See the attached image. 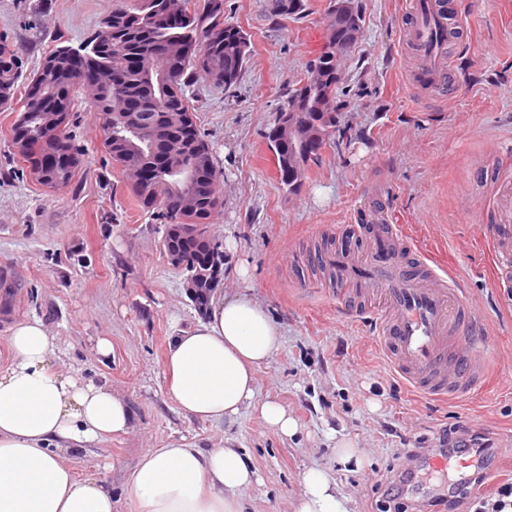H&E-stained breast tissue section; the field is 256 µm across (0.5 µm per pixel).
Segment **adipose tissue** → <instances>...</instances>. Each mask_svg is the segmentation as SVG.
I'll list each match as a JSON object with an SVG mask.
<instances>
[{"label": "adipose tissue", "instance_id": "obj_1", "mask_svg": "<svg viewBox=\"0 0 512 512\" xmlns=\"http://www.w3.org/2000/svg\"><path fill=\"white\" fill-rule=\"evenodd\" d=\"M11 361L0 367V512H114L103 480H80L77 454L108 436L128 434L135 415L108 381L51 365L58 342L41 319L9 329ZM281 345V332L250 296L212 302L207 317L173 338L165 359L167 394L186 416L231 420L258 406L265 425L297 431L286 407L258 401V371ZM255 472L238 449L200 448L183 438L146 449L126 477L137 512H243ZM295 512H348L322 469L308 468Z\"/></svg>", "mask_w": 512, "mask_h": 512}]
</instances>
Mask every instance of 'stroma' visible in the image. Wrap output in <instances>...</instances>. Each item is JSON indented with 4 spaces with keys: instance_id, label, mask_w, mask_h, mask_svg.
Returning <instances> with one entry per match:
<instances>
[{
    "instance_id": "stroma-1",
    "label": "stroma",
    "mask_w": 512,
    "mask_h": 512,
    "mask_svg": "<svg viewBox=\"0 0 512 512\" xmlns=\"http://www.w3.org/2000/svg\"><path fill=\"white\" fill-rule=\"evenodd\" d=\"M364 28L348 53L335 98L340 127L303 188L286 193L267 135L288 92L322 52L330 0H305L298 19L269 15L267 0H224V18L246 30L251 53L231 90L197 80L198 128L224 173L212 234L224 249L222 296L249 294L282 329L258 372L260 399L285 405L299 430L285 438L257 410L214 423L183 415L166 392L172 336L201 320L183 278L160 248L161 217L143 212L102 149L88 104L73 118L85 148L70 187L40 185L10 152L16 113L0 111V274L14 290L0 307V366L15 320L43 319L57 336L55 368H81L129 399L135 425L86 449L82 479H103L115 512H135L127 473L141 453L180 437L241 449L259 476L245 512H292L305 470L336 480L350 512H377L407 449L432 447L459 426L484 433L495 460L485 492L512 482V311L490 273L488 229L512 212V0H447L462 32L448 45L459 85L415 83L403 41L410 0H359ZM122 0H0V39L33 71L58 44L79 47ZM404 225L413 244L462 282L484 333L485 383L459 401L417 398L387 365L369 307L352 285L323 278L322 259L367 243L363 210ZM106 338L110 356L96 345ZM357 450L342 464L337 442Z\"/></svg>"
}]
</instances>
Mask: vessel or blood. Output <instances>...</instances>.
<instances>
[{"instance_id":"b4317fda","label":"vessel or blood","mask_w":512,"mask_h":512,"mask_svg":"<svg viewBox=\"0 0 512 512\" xmlns=\"http://www.w3.org/2000/svg\"><path fill=\"white\" fill-rule=\"evenodd\" d=\"M448 13L442 0H415L404 31L407 46L420 55L417 82L439 90L452 78L448 63ZM371 245L357 264L340 262L336 277L352 281L377 300L372 315L378 341L394 372L417 394L468 396L480 379L484 355L479 330L465 304H451L456 277L402 259L396 245L402 235L386 215L371 216ZM489 235L497 260V285L512 289V224L493 226Z\"/></svg>"}]
</instances>
